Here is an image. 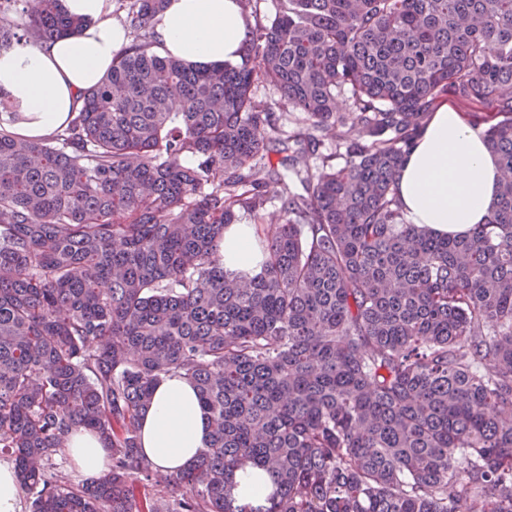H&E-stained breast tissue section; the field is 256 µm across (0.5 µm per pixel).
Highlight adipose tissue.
<instances>
[{"label":"adipose tissue","mask_w":512,"mask_h":512,"mask_svg":"<svg viewBox=\"0 0 512 512\" xmlns=\"http://www.w3.org/2000/svg\"><path fill=\"white\" fill-rule=\"evenodd\" d=\"M66 13L84 18L82 30L47 45L24 44L0 53V87L18 105L9 126L17 137L37 141L66 126L82 106L83 94L112 70V58L127 43L112 17V0H61ZM249 18L240 0H168L155 27L163 55L193 65L236 61L243 53ZM503 178L481 134L459 112L440 105L406 156L398 193L408 219L437 234L465 235L485 223ZM221 260L231 269L258 267L261 256L252 230H224ZM210 426L195 388L177 375L157 385L140 422L145 459L162 474L193 464ZM80 475L107 471L110 451L99 436L72 431L63 450Z\"/></svg>","instance_id":"adipose-tissue-1"}]
</instances>
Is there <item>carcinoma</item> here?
I'll use <instances>...</instances> for the list:
<instances>
[{
    "label": "carcinoma",
    "mask_w": 512,
    "mask_h": 512,
    "mask_svg": "<svg viewBox=\"0 0 512 512\" xmlns=\"http://www.w3.org/2000/svg\"><path fill=\"white\" fill-rule=\"evenodd\" d=\"M118 2L133 39L70 124L0 127V453L32 512H512V0H280L242 63L203 68L158 52L166 0ZM83 26L60 0H0L1 52ZM263 82L309 125L257 109ZM450 94L496 108L469 124L504 173L461 237L396 193ZM328 134L346 165L292 192ZM240 211L256 270L220 263ZM168 375L211 419L173 509L135 485ZM78 427L112 466L72 486L51 461ZM246 465L272 479L264 506L233 495Z\"/></svg>",
    "instance_id": "carcinoma-1"
}]
</instances>
